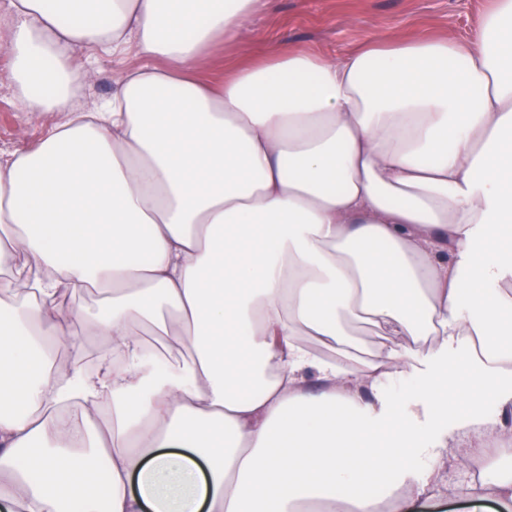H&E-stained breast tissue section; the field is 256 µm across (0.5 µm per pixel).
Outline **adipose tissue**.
<instances>
[{"label": "adipose tissue", "mask_w": 512, "mask_h": 512, "mask_svg": "<svg viewBox=\"0 0 512 512\" xmlns=\"http://www.w3.org/2000/svg\"><path fill=\"white\" fill-rule=\"evenodd\" d=\"M272 6L9 0L0 82L67 119L0 156V512H377L367 487L410 453L413 512L458 427L512 436L483 410L512 409V0L462 39L279 42L207 76ZM77 48L145 63L85 114ZM93 284L91 312L71 296ZM345 318L385 338L364 365L304 342ZM87 336L113 362L88 371ZM458 494L512 512V469Z\"/></svg>", "instance_id": "1"}]
</instances>
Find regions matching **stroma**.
I'll list each match as a JSON object with an SVG mask.
<instances>
[{
	"label": "stroma",
	"instance_id": "obj_1",
	"mask_svg": "<svg viewBox=\"0 0 512 512\" xmlns=\"http://www.w3.org/2000/svg\"><path fill=\"white\" fill-rule=\"evenodd\" d=\"M491 0H276L274 9L248 19L239 42L218 48L221 62L244 49L284 41L298 50L339 56L367 39L461 38L477 25ZM141 63L135 54L101 58L80 104L89 110L110 99L114 80ZM65 119L61 112L22 111L13 88L0 84V153H20Z\"/></svg>",
	"mask_w": 512,
	"mask_h": 512
}]
</instances>
